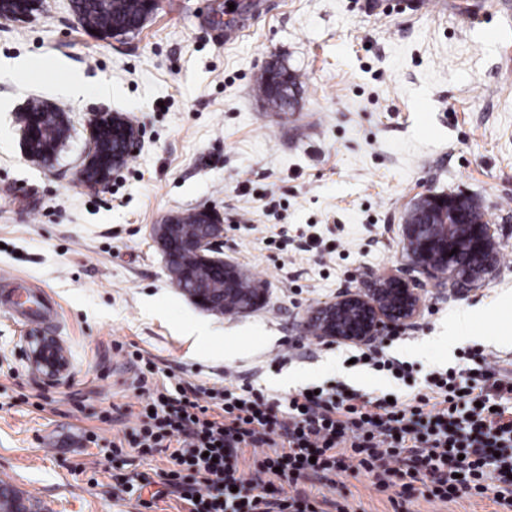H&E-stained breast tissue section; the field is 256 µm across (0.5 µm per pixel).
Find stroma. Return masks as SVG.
<instances>
[{"label": "stroma", "mask_w": 512, "mask_h": 512, "mask_svg": "<svg viewBox=\"0 0 512 512\" xmlns=\"http://www.w3.org/2000/svg\"><path fill=\"white\" fill-rule=\"evenodd\" d=\"M512 0H159L134 34L88 33L71 0L0 18V272L55 299L61 380L34 372L30 336L0 311V481L38 512H185L148 508L130 479L157 480L165 456L118 442L136 426L133 351L210 386L252 384L276 398L315 385L404 397L406 387L351 365L346 345L300 335L318 303L400 267L405 212L426 193L479 201L499 245L468 297L425 282L424 313L385 349L416 381L457 366L445 336L512 361ZM242 24L231 41L228 20ZM298 74L295 112L267 111L256 78L269 61ZM29 62L26 72L11 64ZM78 75L79 99L61 85ZM111 95H104V86ZM68 113L54 168L28 158L18 114L31 100ZM125 115L137 153L97 194L77 173L91 113ZM203 207L224 221L225 259L264 283L247 315H216L172 283L151 235L165 216ZM469 310L466 327L451 315ZM211 338L196 339L200 325ZM347 512H393L368 474L339 476Z\"/></svg>", "instance_id": "stroma-1"}]
</instances>
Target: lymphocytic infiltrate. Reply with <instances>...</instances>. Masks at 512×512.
<instances>
[{"mask_svg":"<svg viewBox=\"0 0 512 512\" xmlns=\"http://www.w3.org/2000/svg\"><path fill=\"white\" fill-rule=\"evenodd\" d=\"M460 360L398 404L323 386L274 402L250 385L160 373L148 359L132 381L147 401L129 445L168 456L161 478L188 512H324L328 498L300 481L333 488L348 470L373 475L395 507L419 482L434 501L488 494L512 512V371L482 350Z\"/></svg>","mask_w":512,"mask_h":512,"instance_id":"1","label":"lymphocytic infiltrate"}]
</instances>
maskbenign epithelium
Here are the masks:
<instances>
[{"label": "benign epithelium", "mask_w": 512, "mask_h": 512, "mask_svg": "<svg viewBox=\"0 0 512 512\" xmlns=\"http://www.w3.org/2000/svg\"><path fill=\"white\" fill-rule=\"evenodd\" d=\"M268 81L262 96H274L285 89L278 66L269 63ZM87 127L89 145L84 163L77 175L80 187L90 193L105 189L123 166V157L114 156L105 163L98 158V136L107 129L122 135L125 152L136 151L141 142L140 129L127 117L116 112L91 114ZM458 198L447 194H427L420 198L417 207L430 215L426 224L402 225L401 258L405 270L391 269L379 276H368L365 287L350 290L335 299L318 305L308 322L316 324L315 338L325 343L370 344L398 327H402L423 313L419 288L406 275V271L419 272L431 280L446 278L457 286V294L467 295L474 282L482 279L493 267L498 255L497 243L489 224H455L448 215H456L454 207ZM207 223L217 227L194 241L198 252L209 251L207 261L214 267L224 268V308L238 315L261 307L267 298L264 288H249L246 273L236 265H222L217 255L224 238V224L211 208L198 210ZM173 216L152 228V236L163 252L173 254L181 242L170 232ZM457 250L449 255L451 250ZM30 365L34 371L48 379L62 377L68 368L64 349L50 338L38 337L37 345L30 352Z\"/></svg>", "instance_id": "benign-epithelium-1"}]
</instances>
